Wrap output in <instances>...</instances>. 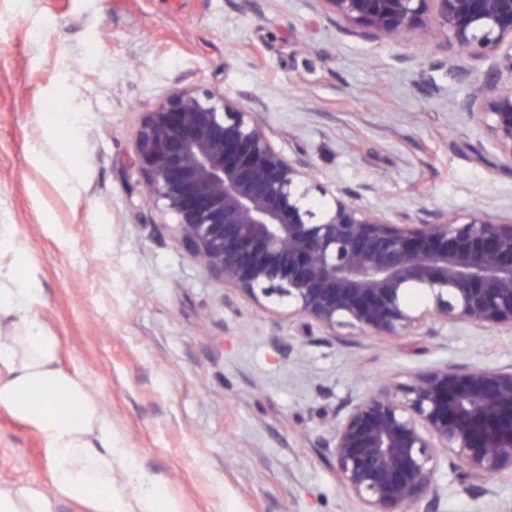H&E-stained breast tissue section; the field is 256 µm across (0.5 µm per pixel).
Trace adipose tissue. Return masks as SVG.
I'll use <instances>...</instances> for the list:
<instances>
[{
    "mask_svg": "<svg viewBox=\"0 0 512 512\" xmlns=\"http://www.w3.org/2000/svg\"><path fill=\"white\" fill-rule=\"evenodd\" d=\"M35 159L56 178L61 194L76 191L81 167L56 151L53 138L36 148ZM42 293L26 242L15 225L0 224V409L42 435L57 489L50 495L31 484L0 482V512H59L64 499L89 512H182L124 448L85 378L61 364L57 336L34 314ZM62 398L71 410L59 408ZM117 464L126 477L119 495L112 491Z\"/></svg>",
    "mask_w": 512,
    "mask_h": 512,
    "instance_id": "ef3b65f1",
    "label": "adipose tissue"
}]
</instances>
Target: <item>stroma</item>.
I'll use <instances>...</instances> for the list:
<instances>
[{"label": "stroma", "instance_id": "stroma-1", "mask_svg": "<svg viewBox=\"0 0 512 512\" xmlns=\"http://www.w3.org/2000/svg\"><path fill=\"white\" fill-rule=\"evenodd\" d=\"M491 60L443 34L363 40L314 0H0V224L38 270L63 366L183 512H362L320 446L342 404L429 366L512 365V330L435 323L388 340L329 336L287 299L224 288L143 192L133 141L171 90L223 92L273 146L311 161L315 209L345 194L399 224L512 217V168L460 101ZM81 113L76 193L34 164L45 101ZM36 429L0 410V481L53 492ZM438 512H512V478L465 492L439 467Z\"/></svg>", "mask_w": 512, "mask_h": 512}]
</instances>
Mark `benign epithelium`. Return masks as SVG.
Listing matches in <instances>:
<instances>
[{
	"label": "benign epithelium",
	"mask_w": 512,
	"mask_h": 512,
	"mask_svg": "<svg viewBox=\"0 0 512 512\" xmlns=\"http://www.w3.org/2000/svg\"><path fill=\"white\" fill-rule=\"evenodd\" d=\"M365 40L438 32L493 60L466 110L512 167V0H315ZM134 148L144 193L177 219L179 241L209 275L255 303L286 298L330 335L403 336L429 321L512 330V218L396 224L336 197L308 203L313 166L275 149L264 123L211 90L175 89L144 113ZM412 288L429 297L414 311ZM321 443L362 512H436L438 464L466 490L512 476V366L428 367L349 400Z\"/></svg>",
	"instance_id": "benign-epithelium-1"
}]
</instances>
